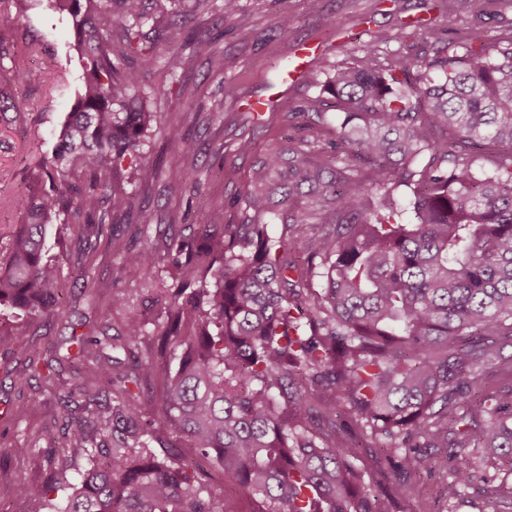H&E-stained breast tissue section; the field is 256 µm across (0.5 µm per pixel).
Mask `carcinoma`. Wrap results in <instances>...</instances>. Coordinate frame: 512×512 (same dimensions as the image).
I'll return each mask as SVG.
<instances>
[{
	"label": "carcinoma",
	"mask_w": 512,
	"mask_h": 512,
	"mask_svg": "<svg viewBox=\"0 0 512 512\" xmlns=\"http://www.w3.org/2000/svg\"><path fill=\"white\" fill-rule=\"evenodd\" d=\"M23 2L0 0V59L12 72L0 104L18 98L34 49L18 48L7 26ZM54 2L72 17L84 82L58 149L13 197L21 223L0 235V311L17 318L0 321L5 352L28 343L19 319L63 315L71 226L113 247V225L149 218L124 168L140 191L159 175L143 152L157 113L136 98L139 67L154 61L143 29L158 30L157 16L143 0ZM487 6L501 32L462 26L450 9L440 58L400 47L381 70L390 37L362 46L333 80L344 109L336 139L267 159L258 181L286 163L288 191L306 185L313 196L288 215L304 258L268 224H199L187 242L125 248L122 265L178 281L153 299L155 347L139 350L151 320L131 310L122 337L74 334L62 359L29 353L18 384L42 375L66 414L46 454L56 485L21 482L20 494L62 490V512H230L209 463L251 499L249 512H455L441 493L412 499L411 478L434 472L461 492L504 460L512 476V0ZM185 46L224 70L203 24ZM163 56L156 96L171 93L186 63L183 47ZM162 132L180 176L197 186L196 145L177 124ZM490 146L501 151L485 169L477 161ZM422 155L429 162L416 171ZM401 186L410 224L394 204ZM244 197L267 211L270 193ZM62 362L91 380L64 379ZM167 425L182 445L165 442ZM79 458L91 465L71 484Z\"/></svg>",
	"instance_id": "1"
}]
</instances>
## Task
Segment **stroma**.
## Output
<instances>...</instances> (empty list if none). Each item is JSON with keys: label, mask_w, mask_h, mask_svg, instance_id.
<instances>
[{"label": "stroma", "mask_w": 512, "mask_h": 512, "mask_svg": "<svg viewBox=\"0 0 512 512\" xmlns=\"http://www.w3.org/2000/svg\"><path fill=\"white\" fill-rule=\"evenodd\" d=\"M223 0H213L206 23L218 37L216 48L224 55L223 70L211 68L204 59L189 56L184 69L172 78L184 86L179 95L153 97L155 71L142 75L140 88L149 93V103L162 122L181 124L186 136L200 146L197 158L200 191L169 166L172 154L161 133L149 134L143 151L160 167L158 179L146 194L151 219L140 233L124 224L113 231L134 246L162 238L168 228L192 235L195 224H268L274 235H287L284 218L288 210L306 207L305 195L288 193V172H271L269 180L278 185L267 213L254 214L243 197L245 189L270 155L298 146L301 139L335 138L340 111L335 99L325 92L336 70L353 65L361 46L380 34L401 42L403 25L421 17L437 32H444L446 10L427 9L424 0H238L236 14L222 16ZM294 18L288 39H281L278 26L282 15ZM12 33L17 41H35L38 51L29 61L25 93L19 110L0 112V229L17 223L11 198L26 185L27 167L51 153L57 133L75 103L82 85L80 49L74 38L71 18L56 10L52 0H27L22 13L14 17ZM317 37L328 47L307 75L294 84L281 108L255 120L243 111V98L262 94L276 65L299 44ZM233 83L237 94L225 96V83ZM326 103L323 119L310 125L297 116L310 99ZM252 143L249 152L238 150L241 141ZM63 318H39L28 322L29 344L17 352L0 351V410L12 409L13 418L0 420V512H53L63 506L65 495L58 492L52 503L20 495L16 481L30 486L52 484L54 475L44 451L62 435L63 408L44 398L42 382L34 378L24 387L14 383L28 350L52 357L66 348L72 333L95 329L108 336L122 333L125 316L133 309L145 310L155 293L148 280L123 267L116 253L98 246L86 281H68ZM38 410H28L30 401ZM28 445L30 452L16 455L11 448Z\"/></svg>", "instance_id": "1"}]
</instances>
